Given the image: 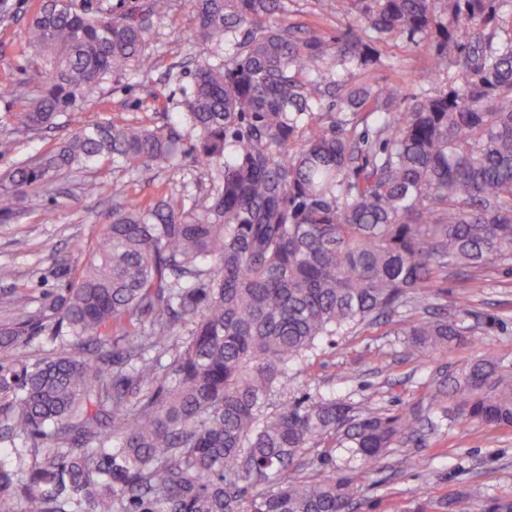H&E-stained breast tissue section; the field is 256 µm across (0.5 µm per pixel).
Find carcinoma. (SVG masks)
<instances>
[{
    "label": "carcinoma",
    "mask_w": 512,
    "mask_h": 512,
    "mask_svg": "<svg viewBox=\"0 0 512 512\" xmlns=\"http://www.w3.org/2000/svg\"><path fill=\"white\" fill-rule=\"evenodd\" d=\"M193 2L188 111L170 130L89 124L0 177V224L70 170L168 167L182 138L215 183L195 205L132 201L115 184L120 203L80 278L35 311L12 295L0 347L42 334L62 346L0 362V448L15 457L0 467V512H352L421 417L322 396L269 413L270 397L319 343L428 309L448 269L466 270L473 292L512 259V0H319L362 19L331 43L280 23L288 0ZM171 9L39 0L26 46L41 92L0 122L51 127L145 71ZM398 36L432 50L429 80L452 78L405 111L353 83ZM329 98L336 111L316 113ZM363 112L374 140L357 132ZM110 329L123 345L81 355ZM406 336L420 359L465 341L446 317H415ZM448 399L442 422L512 428V373L494 361L468 363Z\"/></svg>",
    "instance_id": "1"
}]
</instances>
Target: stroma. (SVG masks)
Returning <instances> with one entry per match:
<instances>
[{"label": "stroma", "instance_id": "1", "mask_svg": "<svg viewBox=\"0 0 512 512\" xmlns=\"http://www.w3.org/2000/svg\"><path fill=\"white\" fill-rule=\"evenodd\" d=\"M12 3L11 19L0 23V90L17 91L27 99L39 92L37 61L24 44L25 27L38 0ZM288 20L309 25L330 41L353 18L322 17L317 0H291ZM194 23L190 0H173L168 18L155 25L149 70L95 90L50 129L17 131L0 126V139H10L13 147L12 152L0 154V175L18 160L47 151L90 123L113 117L134 126H165L171 113L185 109L182 89L190 83L194 68L188 42ZM426 65L424 48L402 37L383 47L381 59L358 71L356 79L364 85L394 87L397 105L404 109L421 92ZM89 179L100 184L97 196H84L79 189ZM117 182L127 185V195L134 200L172 192L200 201L211 187V175L185 149L178 165L166 169H82L60 178L50 192L26 198L23 223L0 227V269L11 272L10 277H0V320L9 314L6 301L13 292L25 293L38 303L78 276L85 259L71 252L70 241L81 238L88 251L96 250L112 214V188ZM409 316L402 308L338 337L335 343L323 344L296 368L289 398L333 396L395 412L412 407L431 416L436 412L435 385L455 376L468 362L497 357L503 369L512 371V262L487 270L485 286L472 301L471 316L459 318V326L469 335L468 344L416 358L404 334ZM415 456L424 458L422 469L410 467ZM458 493L468 494L473 512L512 501V429L450 424L417 445L399 449L383 461L377 484L362 490L361 512H415L419 507L435 512L434 501Z\"/></svg>", "mask_w": 512, "mask_h": 512}]
</instances>
